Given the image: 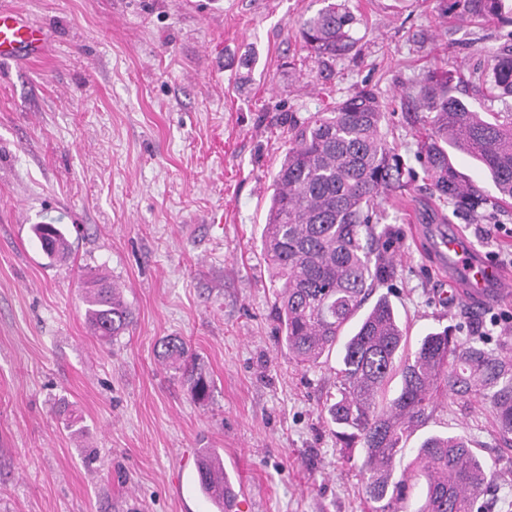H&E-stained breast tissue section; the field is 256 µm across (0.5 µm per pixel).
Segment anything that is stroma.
<instances>
[{
	"label": "stroma",
	"instance_id": "stroma-1",
	"mask_svg": "<svg viewBox=\"0 0 512 512\" xmlns=\"http://www.w3.org/2000/svg\"><path fill=\"white\" fill-rule=\"evenodd\" d=\"M50 32L29 61L0 64V512H215L204 448L252 512H368L362 451L326 419L335 360L297 364L280 344L260 247L285 114L323 112L362 89L409 176L377 199L396 273L381 284L411 339L501 316L512 292L471 310L434 248L440 233L512 268V208L440 201L417 158L428 127L406 90L438 68H488L512 25L447 12L448 0H350L359 42L330 79L299 36L321 0H0ZM252 56L251 72L239 60ZM59 224L51 263L33 235ZM119 285L132 325L113 341L85 320L86 282ZM182 337L213 383L195 403L157 353ZM453 431L498 474L491 512H512V447L482 399L439 400L411 436Z\"/></svg>",
	"mask_w": 512,
	"mask_h": 512
}]
</instances>
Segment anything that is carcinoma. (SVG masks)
I'll return each mask as SVG.
<instances>
[{
	"label": "carcinoma",
	"mask_w": 512,
	"mask_h": 512,
	"mask_svg": "<svg viewBox=\"0 0 512 512\" xmlns=\"http://www.w3.org/2000/svg\"><path fill=\"white\" fill-rule=\"evenodd\" d=\"M321 2L303 20L300 34L323 72L356 46L359 20L348 0ZM449 9L512 25L509 0H451ZM481 79L485 96H512V54L498 56ZM459 84L454 73L433 70L408 93L430 121L419 146L425 171L440 198L476 212L485 203L482 190L455 165L456 157L469 158L490 180L496 199L512 205V113L486 118L458 96ZM384 119L371 90L337 102L328 112L288 115L291 145L273 175L260 236L276 288L275 316L283 345L297 363L316 365L336 354V393L326 412L336 426V441L364 453L361 469L371 512H487L497 474L461 434L425 437L413 471L394 477L397 459L414 431L430 420L439 395L488 400L503 439L512 445V349L493 352L483 345V336L464 343L444 327L427 332L410 351L389 296L368 304L395 267L387 238L373 224L376 198L400 180L382 134ZM33 233L51 261L68 250L69 240L56 224H36ZM90 287L85 317L93 334L110 341L125 333L131 312L119 288L105 277ZM160 347L162 363L180 374L193 401L205 402L211 381L186 342L167 336ZM395 376L400 387L390 398ZM196 470L200 491L224 512V496L212 493L214 476H224L223 459L206 451ZM414 476L425 481L418 504L408 494Z\"/></svg>",
	"instance_id": "carcinoma-1"
}]
</instances>
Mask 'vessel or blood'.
I'll return each mask as SVG.
<instances>
[{"mask_svg":"<svg viewBox=\"0 0 512 512\" xmlns=\"http://www.w3.org/2000/svg\"><path fill=\"white\" fill-rule=\"evenodd\" d=\"M44 33L22 12L0 7V61H13L39 52ZM441 255L456 256L467 289V302L491 305L512 283L496 263L478 252L465 251L458 238L444 239L438 248Z\"/></svg>","mask_w":512,"mask_h":512,"instance_id":"1","label":"vessel or blood"}]
</instances>
